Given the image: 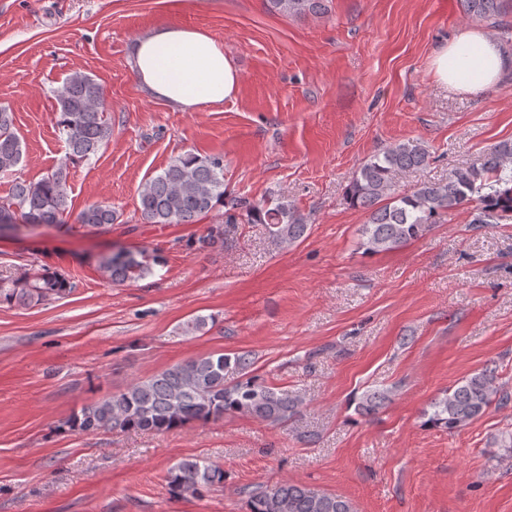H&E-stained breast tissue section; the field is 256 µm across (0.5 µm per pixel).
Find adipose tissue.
Here are the masks:
<instances>
[{
    "mask_svg": "<svg viewBox=\"0 0 512 512\" xmlns=\"http://www.w3.org/2000/svg\"><path fill=\"white\" fill-rule=\"evenodd\" d=\"M505 65L497 40L478 27L460 30L432 61L438 83L469 94L497 84ZM134 72L142 87L182 109L222 105L240 85L239 71L220 42L204 31L174 25L137 43Z\"/></svg>",
    "mask_w": 512,
    "mask_h": 512,
    "instance_id": "obj_1",
    "label": "adipose tissue"
}]
</instances>
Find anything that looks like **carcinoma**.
I'll return each instance as SVG.
<instances>
[{
  "instance_id": "1",
  "label": "carcinoma",
  "mask_w": 512,
  "mask_h": 512,
  "mask_svg": "<svg viewBox=\"0 0 512 512\" xmlns=\"http://www.w3.org/2000/svg\"><path fill=\"white\" fill-rule=\"evenodd\" d=\"M509 0H464L467 14L491 22L503 37L512 26L503 23ZM269 7L285 16L324 14L326 0H268ZM56 126L64 139L68 159L82 161L96 154L112 136L100 84L87 73L75 72L55 91ZM428 147L418 140L397 143L370 156L355 172L347 201L365 210L361 246L367 252L396 249L422 237L440 216L476 203L472 223L496 224L512 213V141H504L484 155L478 166L456 168L446 181L423 184L410 192L396 191L398 176L425 165ZM22 160V145L13 113L0 107V174H8ZM224 203V160L188 152L173 160L162 173L150 177L139 191V210L147 224H195ZM242 216L266 225L269 236L287 245L302 240L306 217L283 197L251 201L232 200L224 223ZM74 222L105 231L117 219L112 206L92 204L72 215L68 167L60 166L37 182L19 179L10 194L0 198V230L17 220L27 225L53 226ZM164 263L159 253L118 248L97 258L101 276L114 285L141 280ZM74 283L46 265L16 274L0 273V304L31 307L61 298ZM249 355H208L174 364L124 390L82 404L57 426L59 431L99 434L112 431L165 432L193 423L208 424L228 414L246 415L272 424H285L300 412L305 400L249 374ZM240 379L228 382L225 371ZM504 399L498 370L487 367L465 378L431 403L429 424L450 432L461 430ZM389 396L367 391L358 409L366 414L383 407ZM224 484V469L204 457L184 458L170 467L169 493L174 497L201 498ZM246 512H353L346 499L310 486L280 482L247 493Z\"/></svg>"
}]
</instances>
